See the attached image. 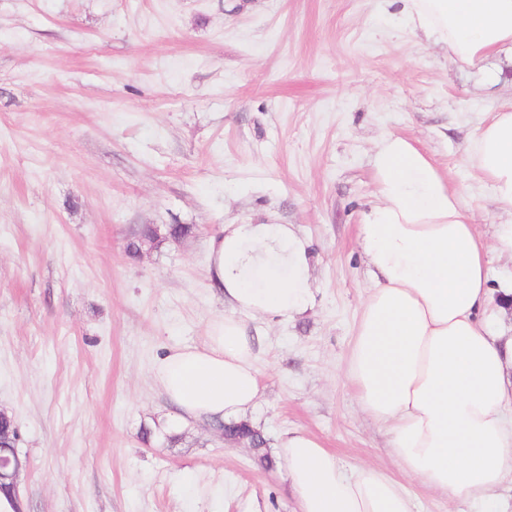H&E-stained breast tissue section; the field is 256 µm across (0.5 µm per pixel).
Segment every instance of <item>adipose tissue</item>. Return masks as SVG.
Segmentation results:
<instances>
[{
    "instance_id": "adipose-tissue-1",
    "label": "adipose tissue",
    "mask_w": 512,
    "mask_h": 512,
    "mask_svg": "<svg viewBox=\"0 0 512 512\" xmlns=\"http://www.w3.org/2000/svg\"><path fill=\"white\" fill-rule=\"evenodd\" d=\"M396 20L466 67L512 48V0H391ZM508 220L488 245L461 190L415 144L383 135L372 163L379 199L359 227L374 276L347 375L361 410L392 438L400 469L449 502L504 512L512 476V338L479 317L491 300L488 255L512 254V105L483 123L467 149ZM208 274L231 314L202 344L172 348L154 377L178 422L230 421L259 393L255 338L242 314L289 319L310 301L309 245L285 224H224L209 242ZM295 512H412L383 470L350 472L314 436H280Z\"/></svg>"
}]
</instances>
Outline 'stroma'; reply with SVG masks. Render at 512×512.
I'll return each instance as SVG.
<instances>
[{"label": "stroma", "instance_id": "stroma-1", "mask_svg": "<svg viewBox=\"0 0 512 512\" xmlns=\"http://www.w3.org/2000/svg\"><path fill=\"white\" fill-rule=\"evenodd\" d=\"M387 0H0V411L27 462L25 512H294L287 468L210 426L169 427L153 370L229 308L207 278L222 224L295 225L312 302L248 318L246 420L304 431L347 470L385 469L414 512H474L404 475L347 362L371 283L359 226L387 133L502 223L466 161L512 104V51L461 68ZM143 224L188 237L125 244Z\"/></svg>", "mask_w": 512, "mask_h": 512}]
</instances>
